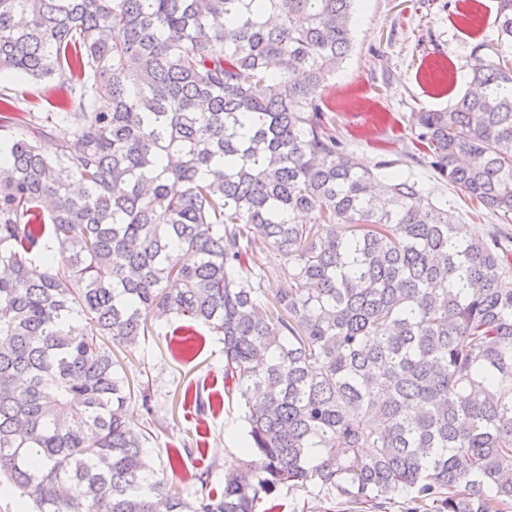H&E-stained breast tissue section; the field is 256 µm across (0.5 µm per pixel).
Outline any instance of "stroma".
Returning a JSON list of instances; mask_svg holds the SVG:
<instances>
[{"label":"stroma","mask_w":512,"mask_h":512,"mask_svg":"<svg viewBox=\"0 0 512 512\" xmlns=\"http://www.w3.org/2000/svg\"><path fill=\"white\" fill-rule=\"evenodd\" d=\"M479 26L465 24L468 0H359L353 46L316 99L345 148L362 164L387 162L388 173L417 179L434 198L447 201L470 231L494 227L512 233V215L472 202L414 159L412 115L448 108L468 82L466 63L476 45L496 47V0H478ZM131 387L149 382L151 412L131 400L128 414L149 427L154 467L167 485L191 500L202 484H224L225 460L247 435L244 401L224 391V344L202 325L178 316L150 324L135 350L114 348ZM211 405L199 410L197 396ZM178 452L177 465L167 455ZM259 512H361L355 503L314 486L284 487Z\"/></svg>","instance_id":"35a3bbf8"}]
</instances>
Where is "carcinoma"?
Wrapping results in <instances>:
<instances>
[{
	"mask_svg": "<svg viewBox=\"0 0 512 512\" xmlns=\"http://www.w3.org/2000/svg\"><path fill=\"white\" fill-rule=\"evenodd\" d=\"M357 0H0V478L29 512H257L308 483L512 512V236L358 164L310 94ZM468 90L415 114L439 179L512 214V0ZM51 136L54 156L39 142ZM288 287L266 295L269 254ZM174 314L224 342L249 443L192 500L126 419L111 346ZM25 88L27 95L16 104V112H49L53 102L68 96L66 88L44 82H29Z\"/></svg>",
	"mask_w": 512,
	"mask_h": 512,
	"instance_id": "cac0c4a2",
	"label": "carcinoma"
}]
</instances>
